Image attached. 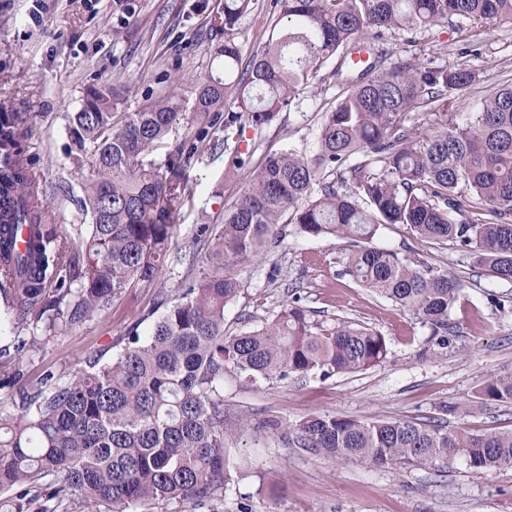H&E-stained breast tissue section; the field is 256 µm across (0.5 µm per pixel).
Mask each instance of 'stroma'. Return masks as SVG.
I'll use <instances>...</instances> for the list:
<instances>
[{"instance_id":"obj_1","label":"stroma","mask_w":512,"mask_h":512,"mask_svg":"<svg viewBox=\"0 0 512 512\" xmlns=\"http://www.w3.org/2000/svg\"><path fill=\"white\" fill-rule=\"evenodd\" d=\"M224 0H0V105L19 119L25 159L50 205L51 223L69 229L84 223L81 175L73 167L68 115L85 89L103 80L121 86L120 111H135L146 96L167 92L170 76H223L212 47L209 16ZM279 17L276 0H255L233 37L242 59L259 53ZM476 52L454 23L430 31L386 35L391 59L468 67L480 84L453 94L452 112L470 110L485 86L512 77V25H489L474 39ZM337 88L303 91L287 112L262 133L254 159L314 144L321 115ZM232 144L215 125L186 171L193 192L175 211L178 234L155 284L123 290L112 304L16 368L24 381L45 371L65 376L89 348L107 349L152 308L161 289L177 287L185 272L180 258L198 225L219 224L224 207L244 188L242 173L229 170ZM375 245L461 276L463 291L450 313L455 334L447 347L422 355L430 330L410 311L356 284L345 273L351 250L343 240L307 238L285 226L280 244L264 260L240 267L243 292L226 308L224 325L236 332L266 322L281 305L299 298L315 321L357 323L383 334L386 363L329 379L273 380L250 389L224 376V406L244 431L231 452L235 481L224 494V512H512V469L476 472L460 458L431 467L399 469L339 463L292 447L282 433L259 432L272 418L283 426L322 413L361 419L439 417L453 408L449 427L473 434L512 430V406L478 404L472 396L490 374L512 368V284L471 271L455 246L411 238L401 226L382 229ZM280 267L271 276L272 267Z\"/></svg>"}]
</instances>
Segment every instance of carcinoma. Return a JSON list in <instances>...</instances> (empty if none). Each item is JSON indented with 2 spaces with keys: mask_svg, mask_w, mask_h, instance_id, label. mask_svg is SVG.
<instances>
[{
  "mask_svg": "<svg viewBox=\"0 0 512 512\" xmlns=\"http://www.w3.org/2000/svg\"><path fill=\"white\" fill-rule=\"evenodd\" d=\"M253 0H224L210 17L224 77L192 80V105L172 90L120 112L115 85L88 87L69 115L70 159L84 177L89 223L67 233L42 223L21 133L0 112V328L23 358L90 317L115 295L154 280L176 236L174 209L191 201L185 179L198 144L219 115L224 131H262L300 92L333 84L315 145L270 153L245 171V188L224 206V223L201 224L171 301L140 336L136 322L109 360L90 350L67 381L52 371L16 389L13 416H0V512H59L73 497L84 512H153L173 503L220 512L233 483L224 412V373L246 386L274 379H329L388 360L385 336L351 322L324 326L298 305H281L260 326L228 333L224 311L242 292L237 268L271 253L280 225L309 238L346 239L348 272L365 288L413 312L430 341L448 345L450 311L462 280L397 251L376 247L387 226L458 247L470 269L512 283V80L469 112L448 116V96L478 81L467 68L401 60L380 46L353 53L366 35L432 29L451 20L470 37L491 21H512V0H280L279 28L248 64L231 38ZM194 137L175 143L187 113ZM419 112L429 121L411 122ZM167 149L166 164L149 156ZM27 247H13L18 225ZM482 404L512 405V371L475 391ZM289 442L337 462L400 469L463 458L475 470L512 468V431L472 434L439 419H357L331 413L293 426Z\"/></svg>",
  "mask_w": 512,
  "mask_h": 512,
  "instance_id": "1",
  "label": "carcinoma"
}]
</instances>
